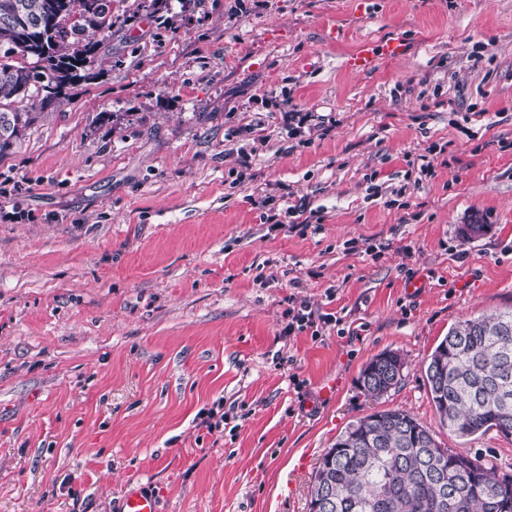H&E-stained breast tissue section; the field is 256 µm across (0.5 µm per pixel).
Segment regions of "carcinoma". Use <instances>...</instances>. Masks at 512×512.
<instances>
[{"mask_svg":"<svg viewBox=\"0 0 512 512\" xmlns=\"http://www.w3.org/2000/svg\"><path fill=\"white\" fill-rule=\"evenodd\" d=\"M126 0H0V158L127 20ZM405 362L381 352L364 366L363 392L380 399L402 380ZM425 378L441 424L467 439L494 430L512 440V312L451 327L428 358ZM309 512H512V476L442 448L403 409L350 424L321 457Z\"/></svg>","mask_w":512,"mask_h":512,"instance_id":"obj_1","label":"carcinoma"}]
</instances>
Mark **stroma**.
Returning <instances> with one entry per match:
<instances>
[{
	"label": "stroma",
	"instance_id": "35a3bbf8",
	"mask_svg": "<svg viewBox=\"0 0 512 512\" xmlns=\"http://www.w3.org/2000/svg\"><path fill=\"white\" fill-rule=\"evenodd\" d=\"M127 7L0 159V512H116L138 488L160 512H309L337 435L390 408L511 475V441L440 424L424 366L512 310V0ZM393 35L409 55L347 69ZM291 205L318 229L270 223ZM292 295L341 326L283 335ZM385 350L406 367L375 400L358 378Z\"/></svg>",
	"mask_w": 512,
	"mask_h": 512
}]
</instances>
